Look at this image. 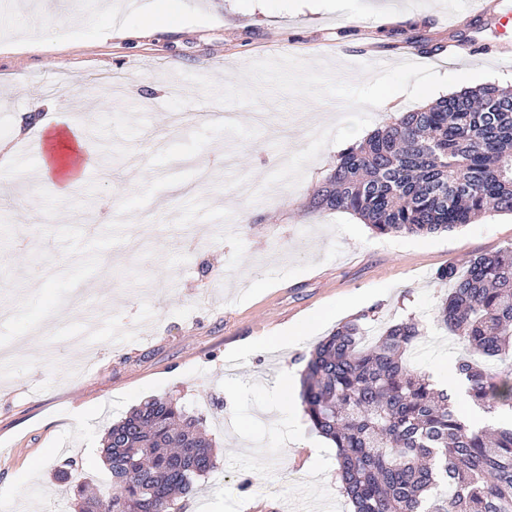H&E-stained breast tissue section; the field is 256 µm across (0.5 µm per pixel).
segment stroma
<instances>
[{
  "instance_id": "35a3bbf8",
  "label": "stroma",
  "mask_w": 512,
  "mask_h": 512,
  "mask_svg": "<svg viewBox=\"0 0 512 512\" xmlns=\"http://www.w3.org/2000/svg\"><path fill=\"white\" fill-rule=\"evenodd\" d=\"M203 2L206 21L180 31L100 40L111 21L98 0H41L0 9V347L13 355L0 377V512L31 501L33 512H78L55 472L73 461L75 482L103 495L112 479L102 453L107 429L153 396L202 412L219 459V475L198 482L188 512H351L336 474V450L303 411L280 415L282 368L301 372L300 355L336 327L361 317L370 330L416 317L426 341L416 367L454 363L458 340L440 328L435 310L448 294L441 267L465 269L474 257L512 245V215L492 214L448 232L378 235L360 219L320 212L311 198L330 175L340 145L326 146L293 188L264 180L312 133L344 114L335 100L285 95L258 106L264 124L211 120L181 129L150 123L155 112L188 113L205 105L186 74L236 76L256 59L322 60L359 83L364 46L397 63L415 41L439 74L458 72L444 59L448 40L471 43L477 66L493 79L469 88L512 85V28L492 15L449 24L439 0H329L318 11L300 0ZM395 6L404 21L372 18V6ZM85 18L60 43L58 21ZM122 83L121 94L99 84ZM37 99L56 100L34 109ZM93 165L58 199L38 178L36 141L56 120L82 118ZM261 192L252 201L253 192ZM221 201L211 222L191 220L189 203ZM76 218L53 220L55 206ZM31 208L20 225L17 207ZM42 286H31L32 277ZM305 344L263 347L264 337L306 319Z\"/></svg>"
}]
</instances>
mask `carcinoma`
Listing matches in <instances>:
<instances>
[{"label":"carcinoma","mask_w":512,"mask_h":512,"mask_svg":"<svg viewBox=\"0 0 512 512\" xmlns=\"http://www.w3.org/2000/svg\"><path fill=\"white\" fill-rule=\"evenodd\" d=\"M379 235L450 231L512 215V88L487 85L407 112L344 149L313 194ZM440 323L459 340L472 401L512 412V246L450 264ZM355 319L301 357V407L336 448L353 512H512V424L478 427L409 360L423 342L409 317L371 343ZM112 494L80 512H181L197 478L219 469L203 418L153 397L105 436Z\"/></svg>","instance_id":"carcinoma-1"}]
</instances>
